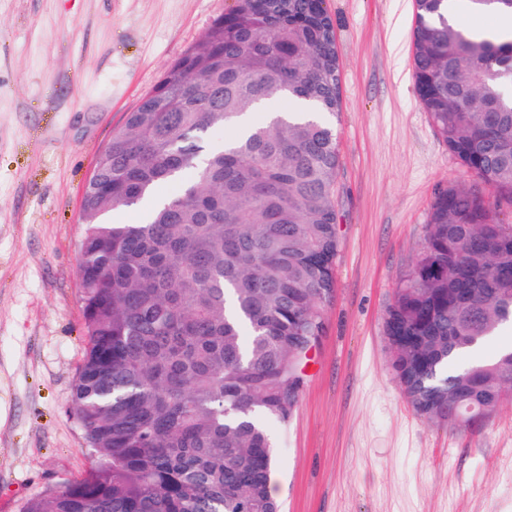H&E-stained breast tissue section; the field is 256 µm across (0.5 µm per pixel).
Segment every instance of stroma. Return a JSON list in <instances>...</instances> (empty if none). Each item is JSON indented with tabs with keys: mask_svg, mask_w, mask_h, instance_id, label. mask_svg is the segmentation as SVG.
Returning a JSON list of instances; mask_svg holds the SVG:
<instances>
[{
	"mask_svg": "<svg viewBox=\"0 0 512 512\" xmlns=\"http://www.w3.org/2000/svg\"><path fill=\"white\" fill-rule=\"evenodd\" d=\"M234 4L0 0V512L90 466L72 409L84 187L128 112ZM325 7L341 74L336 294L298 406L272 428L281 512H512V386L479 426L429 420L384 331L437 193L493 192L419 101L413 0Z\"/></svg>",
	"mask_w": 512,
	"mask_h": 512,
	"instance_id": "35a3bbf8",
	"label": "stroma"
}]
</instances>
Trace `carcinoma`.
<instances>
[{
	"instance_id": "1",
	"label": "carcinoma",
	"mask_w": 512,
	"mask_h": 512,
	"mask_svg": "<svg viewBox=\"0 0 512 512\" xmlns=\"http://www.w3.org/2000/svg\"><path fill=\"white\" fill-rule=\"evenodd\" d=\"M512 15V0H467ZM414 0V79L448 150L497 202L442 190L384 330L405 396L479 424L512 383V349L459 357L512 322V31ZM312 102L316 116L267 104ZM340 107L324 0H236L112 133L84 191L86 347L73 404L92 465L20 512H278L268 422L300 398L336 291ZM224 145L209 149L216 129ZM143 222H108L159 185Z\"/></svg>"
}]
</instances>
